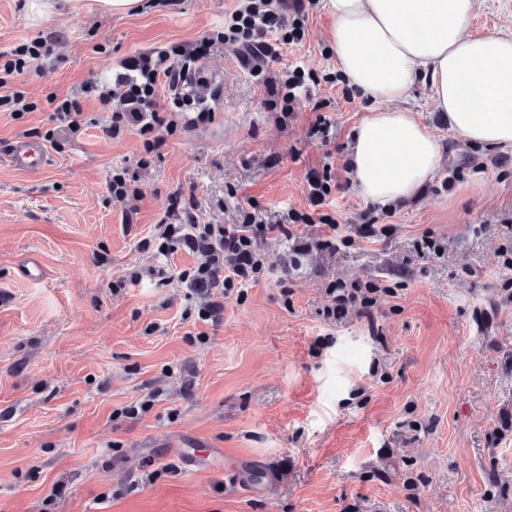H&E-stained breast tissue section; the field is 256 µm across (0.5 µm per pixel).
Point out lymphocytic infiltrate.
Wrapping results in <instances>:
<instances>
[{"instance_id": "obj_1", "label": "lymphocytic infiltrate", "mask_w": 512, "mask_h": 512, "mask_svg": "<svg viewBox=\"0 0 512 512\" xmlns=\"http://www.w3.org/2000/svg\"><path fill=\"white\" fill-rule=\"evenodd\" d=\"M305 18L304 0H246L231 13L224 35L225 43L242 47L245 65L266 72L271 96L280 100L287 111L306 88L307 77L294 73L283 76L270 72L269 66L278 60L281 45L301 41ZM212 45V39L205 37L190 48H156L133 55L123 61L111 83H88L85 93L96 96L100 104L109 105L115 97L123 103L122 110L113 113L106 135L118 137L133 122L141 134L155 135L156 145H163L162 134L171 129L172 123L158 111L157 97L160 91H167L176 111H183L190 99L191 65L207 54ZM331 224L330 216L296 212L289 214L285 223L269 224L258 213L248 211L239 224H160L154 238L160 250L187 249L198 256L191 284L220 293L219 299L211 301L200 313L207 320L213 311L221 309V298L231 288L246 287L265 275V258L258 246L262 237L279 234L294 241L299 252L316 247L333 249L337 246L336 237L316 231L317 226Z\"/></svg>"}]
</instances>
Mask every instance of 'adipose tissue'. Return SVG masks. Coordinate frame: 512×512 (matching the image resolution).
Segmentation results:
<instances>
[{
	"instance_id": "obj_1",
	"label": "adipose tissue",
	"mask_w": 512,
	"mask_h": 512,
	"mask_svg": "<svg viewBox=\"0 0 512 512\" xmlns=\"http://www.w3.org/2000/svg\"><path fill=\"white\" fill-rule=\"evenodd\" d=\"M339 70L369 103L354 127L351 181L367 202L414 200L443 162L438 139L404 107L417 84L464 141L512 148V30L464 28L477 0H324Z\"/></svg>"
}]
</instances>
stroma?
I'll return each mask as SVG.
<instances>
[{"mask_svg":"<svg viewBox=\"0 0 512 512\" xmlns=\"http://www.w3.org/2000/svg\"><path fill=\"white\" fill-rule=\"evenodd\" d=\"M237 6L143 0L127 16L34 21L26 0H0V53L44 44L0 88L31 105L0 111V147L31 137L50 156L34 173L0 159V512H512V149L465 143L417 84L405 104L444 144L442 167L416 200L371 207L347 168L367 104L337 77L323 0L275 65L318 77L288 119L217 44L201 62L222 86L193 91L213 119L178 124L160 151L134 126L106 137L116 99L81 98L77 134L54 121L53 99L110 81L127 56L223 31ZM510 26L512 0H478L466 31ZM325 161L322 211L343 244L290 267V242L267 235V276L214 319L183 278L192 254L140 246L162 218L184 223L166 214L178 193L202 224L252 203L271 223L308 212L306 174ZM116 172L136 195L113 198ZM367 215L388 236L359 237ZM31 258L41 280L23 273ZM355 282L378 286L370 314L327 319L329 286ZM151 393L149 412L124 417ZM191 442L223 449L219 467L186 472L175 452ZM242 459L281 472L243 488L227 475Z\"/></svg>","mask_w":512,"mask_h":512,"instance_id":"35a3bbf8","label":"stroma"}]
</instances>
